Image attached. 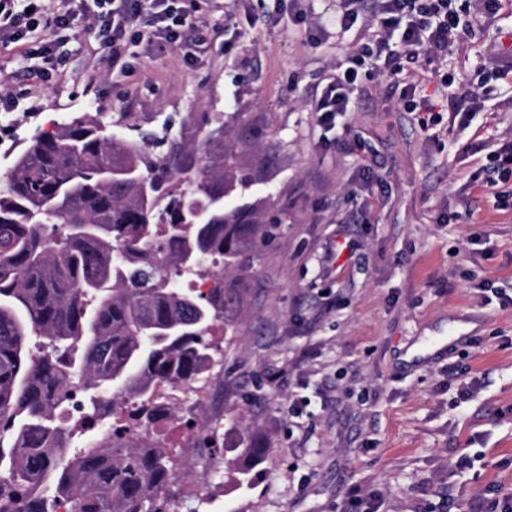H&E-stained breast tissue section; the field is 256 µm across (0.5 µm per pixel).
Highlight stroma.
<instances>
[{"instance_id": "obj_1", "label": "stroma", "mask_w": 512, "mask_h": 512, "mask_svg": "<svg viewBox=\"0 0 512 512\" xmlns=\"http://www.w3.org/2000/svg\"><path fill=\"white\" fill-rule=\"evenodd\" d=\"M339 4L300 0L255 25L259 0H207L205 17L226 31L202 63L168 51L125 77L88 61L94 35L81 24L60 76L21 71L0 48V81L20 99L0 112V175L32 135L87 112L144 140L153 159L164 141L199 139L206 117L267 132L240 155L245 199L288 215L245 273L233 338L212 330L222 421L206 434L223 449L257 434L271 449L238 488L224 470L206 480L170 429L167 445L203 483L192 499L172 485V512H348L353 488L379 512H472L489 485L512 494V305L482 293L512 296V177L486 186L493 151L512 138V0L433 64L439 105L445 78H496L469 129L446 117L422 130L397 83L375 73L347 132L328 140L311 103L338 59L372 38L336 29ZM433 341L432 354L406 359ZM466 457L474 466L460 468Z\"/></svg>"}]
</instances>
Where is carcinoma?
<instances>
[{"instance_id": "carcinoma-1", "label": "carcinoma", "mask_w": 512, "mask_h": 512, "mask_svg": "<svg viewBox=\"0 0 512 512\" xmlns=\"http://www.w3.org/2000/svg\"><path fill=\"white\" fill-rule=\"evenodd\" d=\"M264 137L223 122L150 162L85 113L15 156L0 187V512H55L61 498L73 512H170L173 452L136 429L204 378L219 350L210 328L232 325L247 293L232 282L194 294L179 278L241 275L286 218L234 202L252 182L238 150ZM77 396L98 426L73 449ZM127 403L134 425L102 423ZM268 450L257 436L237 449L238 486Z\"/></svg>"}]
</instances>
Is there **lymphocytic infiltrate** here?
Returning a JSON list of instances; mask_svg holds the SVG:
<instances>
[{
  "label": "lymphocytic infiltrate",
  "instance_id": "lymphocytic-infiltrate-1",
  "mask_svg": "<svg viewBox=\"0 0 512 512\" xmlns=\"http://www.w3.org/2000/svg\"><path fill=\"white\" fill-rule=\"evenodd\" d=\"M79 18L96 30L95 53L107 58L116 77L129 74L132 58L149 59L164 50L182 51L184 62L193 63L208 41L198 0H61L54 10L43 0H0V45L21 46L25 60L61 64L59 50ZM335 24L345 32L362 24L375 34L371 44L338 62L311 104L318 123L329 130L356 110L354 93L366 67L402 57L433 61L469 26L455 0H343Z\"/></svg>",
  "mask_w": 512,
  "mask_h": 512
}]
</instances>
